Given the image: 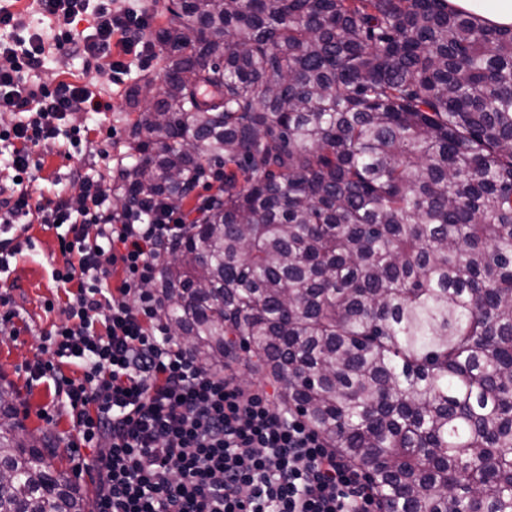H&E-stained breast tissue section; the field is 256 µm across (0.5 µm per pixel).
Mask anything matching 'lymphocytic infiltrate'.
Masks as SVG:
<instances>
[{"mask_svg":"<svg viewBox=\"0 0 512 512\" xmlns=\"http://www.w3.org/2000/svg\"><path fill=\"white\" fill-rule=\"evenodd\" d=\"M56 22L55 48L105 61L121 85L126 55L152 54L154 10L131 0H37ZM88 28L77 31L78 22ZM0 107L17 120L0 128L12 144L15 179L0 186V223L55 226L62 266L53 280L75 284L68 323L45 335L48 359L25 365L30 382L52 385L68 409L72 448L97 454L83 471L95 487L94 512H381L367 478L298 413L236 375L202 365L162 318L163 300L149 282L181 230V216L162 198L114 209L95 178H84L79 208L63 196L34 199L30 184L42 152L57 146L58 123L76 112L112 105L88 86L61 80L33 86L45 43L25 34L0 5ZM117 286H110L114 273ZM76 366L75 374L64 371Z\"/></svg>","mask_w":512,"mask_h":512,"instance_id":"1","label":"lymphocytic infiltrate"}]
</instances>
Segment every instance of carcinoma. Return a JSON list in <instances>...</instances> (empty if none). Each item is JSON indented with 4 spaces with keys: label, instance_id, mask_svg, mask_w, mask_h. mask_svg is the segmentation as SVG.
Here are the masks:
<instances>
[{
    "label": "carcinoma",
    "instance_id": "cac0c4a2",
    "mask_svg": "<svg viewBox=\"0 0 512 512\" xmlns=\"http://www.w3.org/2000/svg\"><path fill=\"white\" fill-rule=\"evenodd\" d=\"M120 206L209 211L153 284L249 354L383 512H512V29L448 0H176ZM0 384V512H91Z\"/></svg>",
    "mask_w": 512,
    "mask_h": 512
}]
</instances>
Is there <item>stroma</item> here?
<instances>
[{
  "mask_svg": "<svg viewBox=\"0 0 512 512\" xmlns=\"http://www.w3.org/2000/svg\"><path fill=\"white\" fill-rule=\"evenodd\" d=\"M163 64L157 57L133 62L123 87L106 89L104 97L112 104L111 111L102 114L82 112L68 116L66 126L87 128L88 136L78 149L64 154L52 149L42 154L41 168L36 174L34 191L46 197L58 191L66 195L81 192V176H95L103 172L102 153L119 155L127 152L130 129L139 117V110L130 108L127 85L142 77L161 79ZM66 80L80 85L102 86L104 77L96 65L87 63L80 56H65L55 51L47 52L44 65L38 71L37 84L53 85ZM33 246L11 259L7 272L0 273V287L9 288L18 316L15 320L20 330L16 336L0 335V380L12 385L16 393L15 407L18 418L26 431L48 435L59 451L54 465L68 480L78 481L89 487L87 476L75 473L79 460H92L94 449L71 451L66 442L72 433L71 418L63 404L55 403L54 393L45 385H33L23 371L25 364L45 358L44 335L52 326L69 319L68 292L58 286L51 276L53 268L62 266L58 232L42 224L30 229ZM53 301V310H46V301ZM52 407L54 420L46 422L39 415L44 407Z\"/></svg>",
  "mask_w": 512,
  "mask_h": 512,
  "instance_id": "1",
  "label": "stroma"
}]
</instances>
